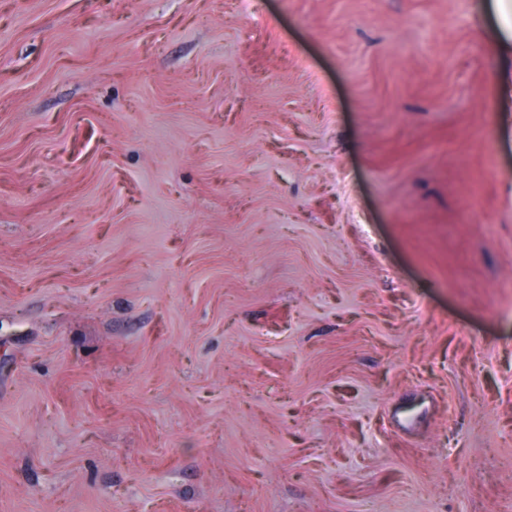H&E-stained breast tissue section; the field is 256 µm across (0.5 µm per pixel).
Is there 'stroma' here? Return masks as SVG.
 <instances>
[{"instance_id":"stroma-1","label":"stroma","mask_w":512,"mask_h":512,"mask_svg":"<svg viewBox=\"0 0 512 512\" xmlns=\"http://www.w3.org/2000/svg\"><path fill=\"white\" fill-rule=\"evenodd\" d=\"M479 3L0 0V512H512Z\"/></svg>"}]
</instances>
